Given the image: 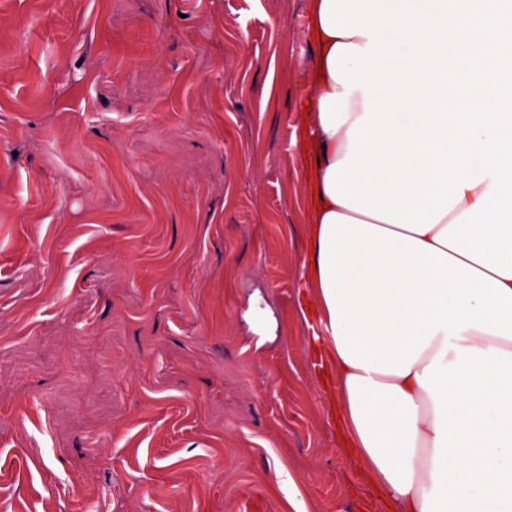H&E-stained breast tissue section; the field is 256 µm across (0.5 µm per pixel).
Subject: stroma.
I'll return each mask as SVG.
<instances>
[{
	"mask_svg": "<svg viewBox=\"0 0 512 512\" xmlns=\"http://www.w3.org/2000/svg\"><path fill=\"white\" fill-rule=\"evenodd\" d=\"M306 2L0 0V512H380L300 312Z\"/></svg>",
	"mask_w": 512,
	"mask_h": 512,
	"instance_id": "1",
	"label": "stroma"
}]
</instances>
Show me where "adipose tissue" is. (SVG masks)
Segmentation results:
<instances>
[{
  "label": "adipose tissue",
  "instance_id": "obj_1",
  "mask_svg": "<svg viewBox=\"0 0 512 512\" xmlns=\"http://www.w3.org/2000/svg\"><path fill=\"white\" fill-rule=\"evenodd\" d=\"M317 51L304 94L308 125L292 145L304 172V321L327 374L321 379L341 446L391 512H512V278L436 242L487 190L462 189L420 234L333 202L330 165L346 127L324 130L320 101L344 88L325 74L336 37L316 35L322 0H307Z\"/></svg>",
  "mask_w": 512,
  "mask_h": 512
}]
</instances>
